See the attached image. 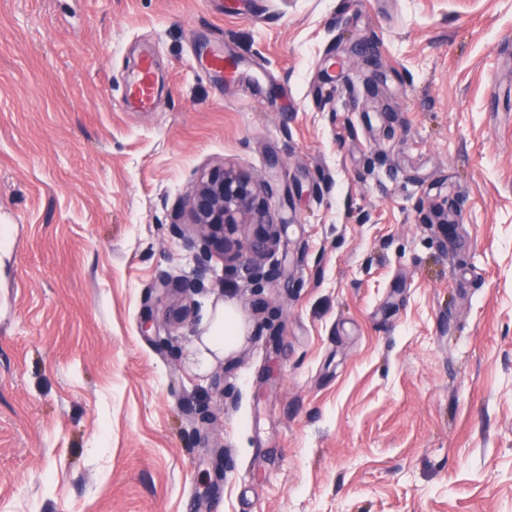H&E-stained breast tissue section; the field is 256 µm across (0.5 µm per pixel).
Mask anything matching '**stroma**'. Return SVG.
Masks as SVG:
<instances>
[{"label": "stroma", "instance_id": "stroma-1", "mask_svg": "<svg viewBox=\"0 0 512 512\" xmlns=\"http://www.w3.org/2000/svg\"><path fill=\"white\" fill-rule=\"evenodd\" d=\"M227 166L283 275L172 323ZM0 512H512V0H0ZM242 66V61L229 51H215L207 60V70L217 76H234ZM154 83L151 63L145 60L138 74L127 85V93L139 108L148 109L153 105ZM239 335V323L232 308L218 307L213 315L209 333L202 336L199 359L206 366L214 355L222 356Z\"/></svg>", "mask_w": 512, "mask_h": 512}]
</instances>
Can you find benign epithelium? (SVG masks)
<instances>
[{"label": "benign epithelium", "mask_w": 512, "mask_h": 512, "mask_svg": "<svg viewBox=\"0 0 512 512\" xmlns=\"http://www.w3.org/2000/svg\"><path fill=\"white\" fill-rule=\"evenodd\" d=\"M270 184L241 170L226 168L196 186L187 202L189 223L202 246L195 260L201 271L216 250L228 264H255L273 251L280 225L265 221L264 200ZM161 287L188 294L204 287L203 274Z\"/></svg>", "instance_id": "1"}]
</instances>
